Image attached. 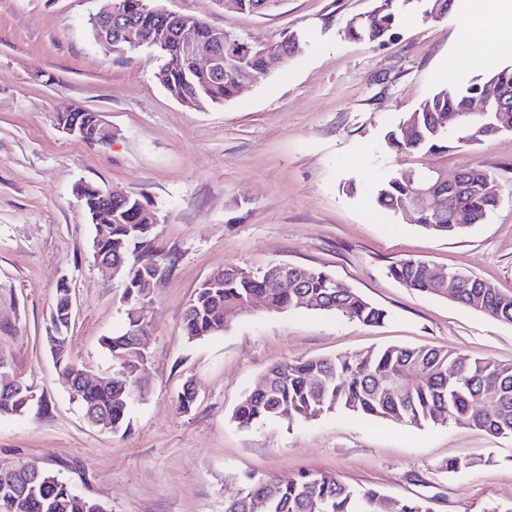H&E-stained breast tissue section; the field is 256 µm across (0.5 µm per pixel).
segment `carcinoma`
I'll list each match as a JSON object with an SVG mask.
<instances>
[{
    "label": "carcinoma",
    "instance_id": "carcinoma-1",
    "mask_svg": "<svg viewBox=\"0 0 512 512\" xmlns=\"http://www.w3.org/2000/svg\"><path fill=\"white\" fill-rule=\"evenodd\" d=\"M397 0H379L368 16L351 19L347 33L356 41L383 42L394 35L402 16ZM125 15L112 24V48L127 49L126 33L139 35L150 44L162 30L181 37L170 15L163 9L146 10L144 0H124ZM240 10L263 14L271 0H237ZM212 26L200 20L189 34L199 46L211 45ZM299 38L281 40L269 48L283 54V60L299 50ZM165 64L157 74L160 84L175 99L195 96L203 104H221L235 98L249 73L267 68L260 49L242 44L224 45V77L200 73L189 56L163 52ZM512 91V65L488 72L458 88H442L424 100L412 113L385 133L387 146L397 152L444 154L450 149L476 147L489 137L478 134V126H500L504 116L512 117L511 102L501 99ZM477 96L489 100L488 111L479 124L466 123L460 114L469 110ZM458 187L452 190V206L468 211L478 224L496 208V197L485 191L493 181L484 166L470 164L459 169ZM423 170L405 169L389 174L373 188V204L379 213L403 215L433 235L465 231L466 224H453L448 214L437 215L419 201L417 190L429 182ZM77 199L88 216L103 208L112 209V223L93 225L92 256H102L127 270L122 299L125 328L103 338L114 371L107 384L89 388L78 395L83 411L99 412L109 418L113 433L127 425L130 404L122 403L135 392L134 374L148 363L135 344V334H147L140 294L154 285L153 273L162 270L166 258L147 253L127 263L132 250L145 246L154 232L157 213L143 195L113 201L101 189L84 184ZM433 265L402 259L389 267V274L403 287L426 295L446 298L503 322L512 323V294L500 292L491 282L473 276L459 286L448 270L438 279ZM297 287L283 291L275 285L270 270L255 275L243 268L226 265L196 290L184 313V329L191 339L213 336L235 312L259 296L270 309L333 313L365 325L379 324L387 312L367 301L356 290L331 273L308 267L290 266ZM31 386L22 381L0 386V415H21L32 405ZM341 412L367 421L394 419L412 426L447 423L471 425L494 437L512 436V365L492 358H476L442 347L388 346L335 358L284 362L270 367L260 382L248 391L233 418L242 428L272 420L290 424ZM12 478L0 475V512H100L102 503L75 493L67 482L53 476L21 494ZM268 500L267 512H384L385 495L377 489L356 490L333 477L302 472L293 477L251 475L237 492L227 496L224 512H252L253 499Z\"/></svg>",
    "mask_w": 512,
    "mask_h": 512
}]
</instances>
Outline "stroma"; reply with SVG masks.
<instances>
[{
    "mask_svg": "<svg viewBox=\"0 0 512 512\" xmlns=\"http://www.w3.org/2000/svg\"><path fill=\"white\" fill-rule=\"evenodd\" d=\"M156 2L244 38L268 43L293 32L302 49L236 98L193 109L159 84L157 52L108 54L96 44L88 19L100 0H0V360L39 397L24 414L0 416V465L53 473L108 512H224L247 475L301 472L422 499L433 512H512V438L336 412L249 429L232 418L244 393L284 361L398 345L512 364V324L388 273L419 258L512 293V133L445 155L398 154L384 141L390 124L434 92L512 64V51L459 41L465 17L487 0H455L437 21L411 0L383 43L346 33L378 0H279L264 15L230 0ZM76 106L101 114L111 142L59 129L58 113ZM472 163L496 179L499 203L485 223L430 235L376 215L370 190L387 174ZM79 183L145 194L159 217L147 248L169 260L145 309V390L116 433L87 423L46 342L64 281L69 352L88 372L111 373L102 339L125 325L123 280L105 278L92 259ZM276 263L329 271L388 317L366 326L258 301L219 335L185 334L184 312L208 276L227 264L260 273ZM188 385L197 398L183 411L177 400ZM451 459L476 465L444 471Z\"/></svg>",
    "mask_w": 512,
    "mask_h": 512,
    "instance_id": "1",
    "label": "stroma"
}]
</instances>
